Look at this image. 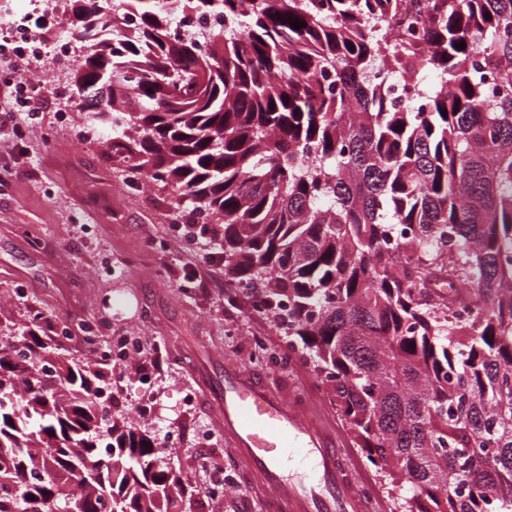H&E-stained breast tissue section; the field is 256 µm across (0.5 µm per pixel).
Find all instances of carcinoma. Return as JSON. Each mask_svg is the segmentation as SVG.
Masks as SVG:
<instances>
[{
    "instance_id": "cac0c4a2",
    "label": "carcinoma",
    "mask_w": 512,
    "mask_h": 512,
    "mask_svg": "<svg viewBox=\"0 0 512 512\" xmlns=\"http://www.w3.org/2000/svg\"><path fill=\"white\" fill-rule=\"evenodd\" d=\"M74 3L92 39L70 98L181 223L217 220L201 234L232 285L288 303V355L315 358L356 447L410 485L392 510L512 512V0H120L132 31L110 0ZM186 14L228 28L181 35ZM25 331L0 354V488H18L0 512L197 494L82 365L43 377Z\"/></svg>"
}]
</instances>
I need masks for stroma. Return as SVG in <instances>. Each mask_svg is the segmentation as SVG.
<instances>
[{
    "label": "stroma",
    "mask_w": 512,
    "mask_h": 512,
    "mask_svg": "<svg viewBox=\"0 0 512 512\" xmlns=\"http://www.w3.org/2000/svg\"><path fill=\"white\" fill-rule=\"evenodd\" d=\"M87 121L67 96L21 138L0 115V337L21 332L34 319L53 357L80 363L87 323L100 322L95 339L101 347L113 335L144 336L158 362L152 412L138 417L131 377L118 396L125 415L155 437H172L169 461L195 485L205 483L196 467L202 449L223 463L227 476L220 504L200 494L184 512H262L266 490L236 460L218 420L200 405H182L188 391L207 389L219 397L228 364L264 375L309 422L330 431L366 484L377 486L381 503H388L311 357L274 368L253 359L252 337H264L270 351L280 352L287 336L272 318L251 313V290L227 287L223 264H207L203 239L174 230L171 189L130 184L124 168L112 162L111 144L84 135ZM158 240L166 251L155 249ZM62 321L74 333L64 347L56 341ZM205 428L214 439L204 444L198 433Z\"/></svg>",
    "instance_id": "stroma-1"
}]
</instances>
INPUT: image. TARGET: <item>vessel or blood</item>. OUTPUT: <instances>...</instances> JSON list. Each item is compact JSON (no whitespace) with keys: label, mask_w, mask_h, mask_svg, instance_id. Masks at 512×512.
Returning a JSON list of instances; mask_svg holds the SVG:
<instances>
[{"label":"vessel or blood","mask_w":512,"mask_h":512,"mask_svg":"<svg viewBox=\"0 0 512 512\" xmlns=\"http://www.w3.org/2000/svg\"><path fill=\"white\" fill-rule=\"evenodd\" d=\"M212 408L237 458L268 489L266 512H374L344 450L249 372L225 366Z\"/></svg>","instance_id":"1"}]
</instances>
